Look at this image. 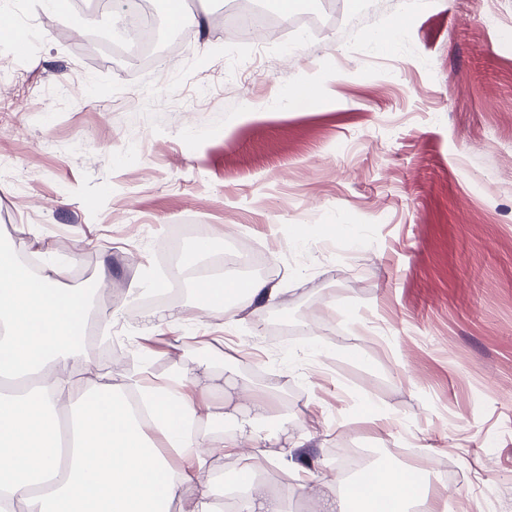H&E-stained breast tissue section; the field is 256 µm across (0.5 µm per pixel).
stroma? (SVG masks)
Instances as JSON below:
<instances>
[{"label":"stroma","mask_w":512,"mask_h":512,"mask_svg":"<svg viewBox=\"0 0 512 512\" xmlns=\"http://www.w3.org/2000/svg\"><path fill=\"white\" fill-rule=\"evenodd\" d=\"M188 2L210 26L127 69L104 0H63L59 20L0 0L25 38L0 36V243L60 261L62 288L94 293L84 333L123 342L81 347L75 386L121 387L139 333L173 313L148 371L210 363L214 436L250 411L238 383L278 387L287 418L243 448L290 512H317L314 482L346 493L344 448L400 466L414 449L451 512H512V0H293L342 18L260 56L222 34L233 0ZM180 227L215 246L174 278ZM229 236L280 302L242 301L206 335L194 280ZM297 441L313 476L289 466Z\"/></svg>","instance_id":"obj_1"}]
</instances>
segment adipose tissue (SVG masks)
Instances as JSON below:
<instances>
[{
  "label": "adipose tissue",
  "mask_w": 512,
  "mask_h": 512,
  "mask_svg": "<svg viewBox=\"0 0 512 512\" xmlns=\"http://www.w3.org/2000/svg\"><path fill=\"white\" fill-rule=\"evenodd\" d=\"M63 269L45 263L34 274L0 247V378L23 383L17 394L0 393V512H167L184 500L189 512H223L224 485L200 481L211 459L237 453L252 436L255 420L280 419L274 387L244 386L255 419L216 443L193 423L212 421L210 386L201 377L177 373L165 383L148 382L134 368L126 389L151 407V422L131 413L112 386L64 397V375L78 358L75 335L90 312L88 295L60 288ZM225 275H203L195 283L200 310L234 319L239 295L276 305L279 290L262 278L245 291ZM176 453L181 466L169 461ZM423 477L415 468L387 465L375 474L367 501L388 512H438L430 491L410 492Z\"/></svg>",
  "instance_id": "ef3b65f1"
}]
</instances>
